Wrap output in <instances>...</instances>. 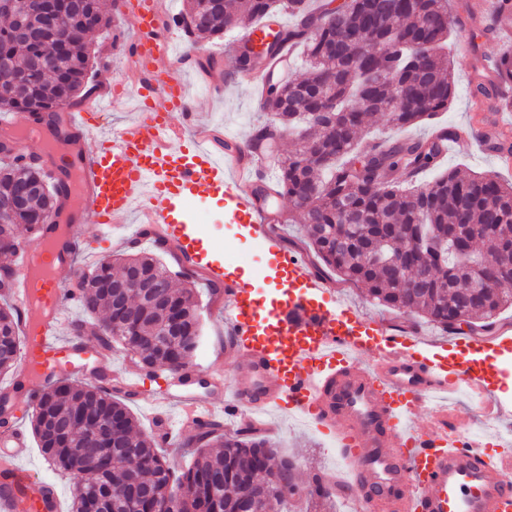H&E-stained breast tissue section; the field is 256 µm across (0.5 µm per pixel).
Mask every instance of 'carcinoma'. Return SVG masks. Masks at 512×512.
I'll return each instance as SVG.
<instances>
[{
    "label": "carcinoma",
    "instance_id": "1",
    "mask_svg": "<svg viewBox=\"0 0 512 512\" xmlns=\"http://www.w3.org/2000/svg\"><path fill=\"white\" fill-rule=\"evenodd\" d=\"M57 21L39 41L16 34L15 17L38 19L37 0H0V65L15 78L0 83V110L51 118L93 91L89 38L110 27L100 0L81 5L54 0ZM286 11L292 25L277 42L303 47L305 76L266 86L256 130L270 138L293 135L295 153L279 158L276 182L288 196V222L302 225L320 262L342 282L361 284L370 298L454 333L461 325L489 331L512 307V242L497 226H512V183L491 174L455 170L426 183L407 178L440 164L443 142L393 140L380 149L361 146L370 119L414 126L448 111L454 81L448 66V0H346L319 14L310 0H191L182 18L207 39L244 21L262 22ZM0 142V291L13 286V258L21 233L38 234L47 211L63 206L64 184L42 166L3 159ZM158 288L124 295L117 285L130 273ZM171 271L155 253L99 261L82 274L78 301L97 319L107 345L138 354L155 369H184L198 345L199 274ZM17 313L0 307V374L19 360ZM31 427L44 459L71 476L85 496L73 512H148L171 490L175 465L152 435L137 430L131 408L101 385L58 379L39 394ZM193 463L178 480L185 493L177 512H239L242 494L260 495L263 512H280L294 485L296 463L273 442L251 432L201 428Z\"/></svg>",
    "mask_w": 512,
    "mask_h": 512
}]
</instances>
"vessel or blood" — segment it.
Returning a JSON list of instances; mask_svg holds the SVG:
<instances>
[{
	"mask_svg": "<svg viewBox=\"0 0 512 512\" xmlns=\"http://www.w3.org/2000/svg\"><path fill=\"white\" fill-rule=\"evenodd\" d=\"M134 37L131 57L141 75L135 90L139 114L111 136L100 134L102 100L65 113L67 137L53 141L25 112L0 121L18 153L28 139H40L37 156L53 176L73 181L65 227L43 225L35 240L23 241L14 264V303L26 337L18 376L44 388L57 378L59 364L91 376L112 357L110 349L77 332L65 317L77 301L69 282L84 240L80 225L110 228L136 218L135 236L164 243L180 264L193 268L224 290L227 353L238 365L215 381L222 411L188 392L182 376L152 394L153 417L167 424V439H179L222 418L255 421L288 411L336 435L340 479L351 491L355 512H512V455L487 463L484 449L446 434L449 399L461 392L475 398L480 413L501 407L483 374L456 358L421 360L411 354L415 332L392 330L362 316L340 321L332 283L316 276L300 252L283 248L270 214L255 189L269 183L274 158L264 141H232L217 152L212 136L195 129V114L181 62L172 51V28L159 0H130ZM291 53L280 47L247 72L255 93L269 75L287 78ZM224 200V213L245 223L253 237L274 251L291 280L287 299L261 305L249 280L203 258L191 205L203 197ZM492 349L512 356V328L490 336H458L449 349ZM374 362L363 366L362 359ZM112 390L131 398L144 394L142 377L116 367ZM179 405L177 425L166 409ZM426 414L427 427L415 418ZM30 442L17 427L0 431V512H58L53 487L33 481L22 462Z\"/></svg>",
	"mask_w": 512,
	"mask_h": 512,
	"instance_id": "obj_1",
	"label": "vessel or blood"
}]
</instances>
